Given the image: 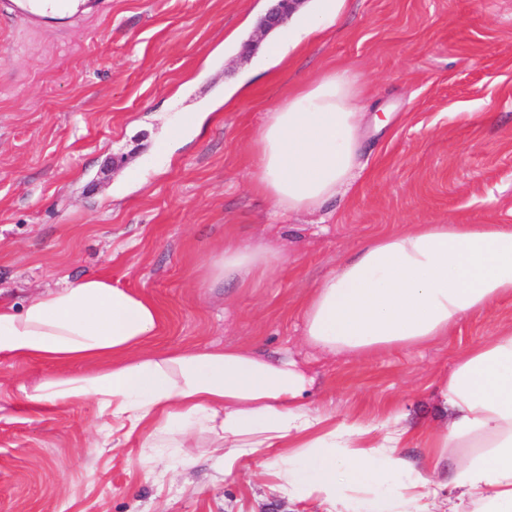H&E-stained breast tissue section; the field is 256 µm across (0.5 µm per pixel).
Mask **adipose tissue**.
I'll return each mask as SVG.
<instances>
[{
  "label": "adipose tissue",
  "instance_id": "1",
  "mask_svg": "<svg viewBox=\"0 0 512 512\" xmlns=\"http://www.w3.org/2000/svg\"><path fill=\"white\" fill-rule=\"evenodd\" d=\"M361 89L333 70L288 96L254 140V187L285 213L314 212L360 176ZM280 251L229 244L205 268L248 282L278 268ZM512 297V225L415 224L360 242L302 305L305 342L331 355L410 349L448 335L467 314ZM158 308L98 275L61 279L16 309L0 305V363L46 361L54 375L18 385L36 405L90 400L124 436L189 453L196 434L222 450L225 470L261 456L283 497L326 512L357 500L365 512H432L436 478L413 474L397 448L423 437L436 459L463 451L452 512H512V330L456 362L438 388L439 432L395 417L339 424L306 399L314 380L295 361L244 347L158 352Z\"/></svg>",
  "mask_w": 512,
  "mask_h": 512
}]
</instances>
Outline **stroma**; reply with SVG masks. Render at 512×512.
<instances>
[{
	"mask_svg": "<svg viewBox=\"0 0 512 512\" xmlns=\"http://www.w3.org/2000/svg\"><path fill=\"white\" fill-rule=\"evenodd\" d=\"M277 0H96L45 27L0 19V303L96 273L161 311L154 345H239L305 363L313 410L373 426L433 424L436 387L512 329V297L413 350L327 356L300 308L370 235L408 224L512 225V0H338L278 66L246 44ZM358 75L364 172L312 214L257 192L268 112L324 71ZM231 92L230 102L219 100ZM282 251L248 284H211L226 241ZM55 365L0 364V512H322L283 498L257 459L225 472L197 437L186 461L100 431L93 403L22 407Z\"/></svg>",
	"mask_w": 512,
	"mask_h": 512,
	"instance_id": "stroma-1",
	"label": "stroma"
}]
</instances>
